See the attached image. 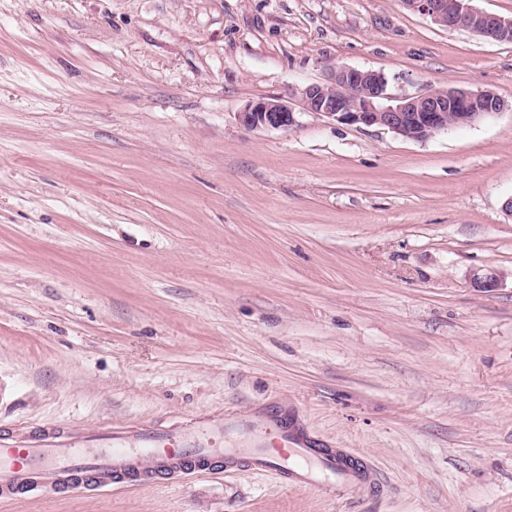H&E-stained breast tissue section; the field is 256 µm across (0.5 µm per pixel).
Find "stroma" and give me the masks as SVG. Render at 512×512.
Instances as JSON below:
<instances>
[{
	"mask_svg": "<svg viewBox=\"0 0 512 512\" xmlns=\"http://www.w3.org/2000/svg\"><path fill=\"white\" fill-rule=\"evenodd\" d=\"M342 65L508 108L423 141L237 123ZM510 197L512 42L402 0H0V427L286 405L386 481L219 469L0 512H512Z\"/></svg>",
	"mask_w": 512,
	"mask_h": 512,
	"instance_id": "35a3bbf8",
	"label": "stroma"
}]
</instances>
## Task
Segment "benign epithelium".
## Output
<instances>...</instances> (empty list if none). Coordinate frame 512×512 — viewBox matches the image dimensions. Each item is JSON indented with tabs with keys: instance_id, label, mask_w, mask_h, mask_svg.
Listing matches in <instances>:
<instances>
[{
	"instance_id": "7a95c632",
	"label": "benign epithelium",
	"mask_w": 512,
	"mask_h": 512,
	"mask_svg": "<svg viewBox=\"0 0 512 512\" xmlns=\"http://www.w3.org/2000/svg\"><path fill=\"white\" fill-rule=\"evenodd\" d=\"M472 0H403L410 10L446 29L467 28L501 42H512V18L475 9ZM305 109L339 123L381 126L411 140L472 124L502 112L507 104L491 90L454 87L397 97L386 76L375 70L338 66L328 82L311 84L301 92ZM239 125L250 132L288 129L297 124L292 104L281 96L248 102L237 113Z\"/></svg>"
}]
</instances>
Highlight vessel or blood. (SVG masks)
<instances>
[{"instance_id": "1", "label": "vessel or blood", "mask_w": 512, "mask_h": 512, "mask_svg": "<svg viewBox=\"0 0 512 512\" xmlns=\"http://www.w3.org/2000/svg\"><path fill=\"white\" fill-rule=\"evenodd\" d=\"M245 467L291 488L343 497L383 484L371 463L345 448L314 447L289 412L223 413L168 433L151 427H65L0 433V500L32 489L56 494L79 477L104 487L139 485L158 477Z\"/></svg>"}]
</instances>
